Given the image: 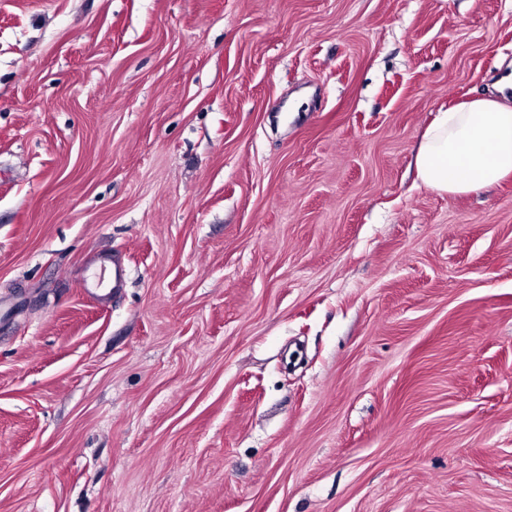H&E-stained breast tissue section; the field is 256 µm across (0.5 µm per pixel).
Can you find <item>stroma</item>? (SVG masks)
I'll return each instance as SVG.
<instances>
[{
  "instance_id": "35a3bbf8",
  "label": "stroma",
  "mask_w": 512,
  "mask_h": 512,
  "mask_svg": "<svg viewBox=\"0 0 512 512\" xmlns=\"http://www.w3.org/2000/svg\"><path fill=\"white\" fill-rule=\"evenodd\" d=\"M507 73L512 0H0V512H512V177L413 164Z\"/></svg>"
}]
</instances>
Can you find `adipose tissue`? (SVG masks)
<instances>
[{
    "mask_svg": "<svg viewBox=\"0 0 512 512\" xmlns=\"http://www.w3.org/2000/svg\"><path fill=\"white\" fill-rule=\"evenodd\" d=\"M420 181L453 195L490 189L512 175V75L497 94L440 111L414 156Z\"/></svg>",
    "mask_w": 512,
    "mask_h": 512,
    "instance_id": "adipose-tissue-1",
    "label": "adipose tissue"
}]
</instances>
